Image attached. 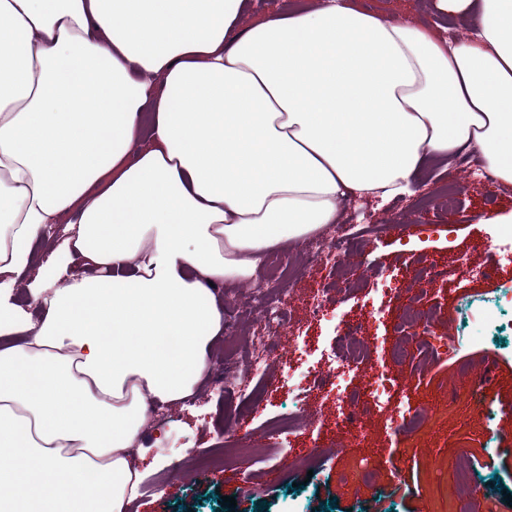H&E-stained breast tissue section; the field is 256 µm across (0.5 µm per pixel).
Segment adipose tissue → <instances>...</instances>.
I'll return each mask as SVG.
<instances>
[{
	"mask_svg": "<svg viewBox=\"0 0 512 512\" xmlns=\"http://www.w3.org/2000/svg\"><path fill=\"white\" fill-rule=\"evenodd\" d=\"M435 7L472 37L354 0L248 24L243 0H0V337H25L0 349V512H126L145 400L194 393L217 289L348 196L413 195L465 149L512 184V0ZM36 274L35 268H32L31 270L27 271L26 273L22 274L17 281L16 286V300L17 303L22 306L23 308L27 309L28 311H34L36 304L33 301L32 295H31V288L34 283V277ZM35 313V311H34Z\"/></svg>",
	"mask_w": 512,
	"mask_h": 512,
	"instance_id": "obj_1",
	"label": "adipose tissue"
}]
</instances>
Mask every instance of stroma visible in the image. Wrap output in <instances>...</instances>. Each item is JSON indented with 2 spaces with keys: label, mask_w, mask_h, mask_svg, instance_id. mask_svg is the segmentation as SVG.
Returning <instances> with one entry per match:
<instances>
[{
  "label": "stroma",
  "mask_w": 512,
  "mask_h": 512,
  "mask_svg": "<svg viewBox=\"0 0 512 512\" xmlns=\"http://www.w3.org/2000/svg\"><path fill=\"white\" fill-rule=\"evenodd\" d=\"M361 9L425 26L437 37L459 41L470 26L436 11L432 0H357ZM456 179L460 203L452 210L435 199ZM340 215L356 214L374 230L342 267L307 261L294 283L286 317V341L298 346L288 363L270 361L258 402L225 393L204 378L195 394L164 405L172 422L163 432L145 429L140 443L146 472L143 495L128 512H512V264H501L503 225L512 213V185L475 179L467 162L423 169L412 196L385 204L351 197ZM473 270L462 285L452 259ZM324 296L327 312L310 319L305 306ZM352 319L370 345L372 365L409 380L384 401L366 393L361 376L331 386L319 370L336 350V325ZM452 331L454 355H439L428 343ZM409 339V358L392 360L395 343ZM304 377L307 391L289 387ZM488 378L487 390L471 389ZM427 404L432 413L403 435L387 407ZM247 406L241 424L246 439L262 437L275 419L301 426L271 444L267 455L217 464L235 439L224 429L233 406ZM356 408L358 424L335 453L319 448L343 413ZM315 452L310 466L293 467L290 456ZM371 458L372 476L359 477L361 459ZM232 496L236 508L223 506Z\"/></svg>",
  "instance_id": "1"
}]
</instances>
